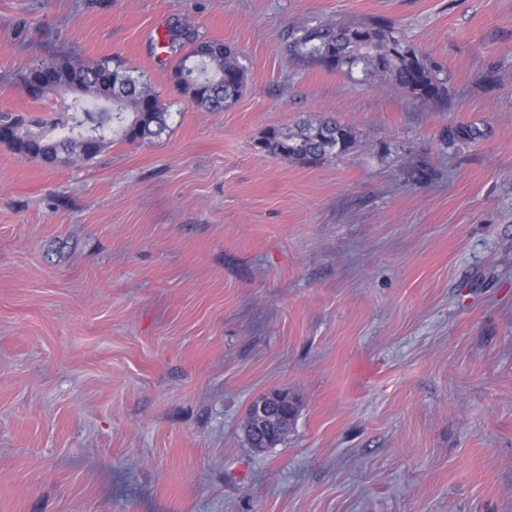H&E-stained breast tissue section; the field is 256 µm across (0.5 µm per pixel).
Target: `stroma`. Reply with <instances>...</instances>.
I'll use <instances>...</instances> for the list:
<instances>
[{"label": "stroma", "instance_id": "35a3bbf8", "mask_svg": "<svg viewBox=\"0 0 512 512\" xmlns=\"http://www.w3.org/2000/svg\"><path fill=\"white\" fill-rule=\"evenodd\" d=\"M376 21L440 97L290 49ZM171 28L241 52L230 108L177 90ZM50 58L143 77L168 129L0 144V512H512V0H0V111L67 115L19 78ZM329 115L343 155L259 146ZM272 390L296 415L258 452Z\"/></svg>", "mask_w": 512, "mask_h": 512}]
</instances>
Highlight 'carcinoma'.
Segmentation results:
<instances>
[{"label": "carcinoma", "mask_w": 512, "mask_h": 512, "mask_svg": "<svg viewBox=\"0 0 512 512\" xmlns=\"http://www.w3.org/2000/svg\"><path fill=\"white\" fill-rule=\"evenodd\" d=\"M191 41L188 33L173 29L166 47L177 53ZM294 50L328 70L352 74L359 69L368 78L400 86L416 100L427 101L441 92L436 70L418 55L408 39L382 23L368 25L319 24L303 27L293 40ZM54 72V83L45 92L75 94L76 111L68 118V135L54 131L59 120L33 119L21 113L0 111V143L18 154L54 163L59 154L76 153L93 159L109 135L134 143L160 136L167 128L168 112L147 82L121 66L107 62L87 65L70 60L45 62ZM181 92L208 112H222L240 97L246 83L241 53L232 45L198 42L172 70ZM112 103L101 112H79L84 97ZM356 143L352 129L333 118L310 120L294 128L271 130L261 147L285 160L316 162L341 155Z\"/></svg>", "instance_id": "1"}]
</instances>
